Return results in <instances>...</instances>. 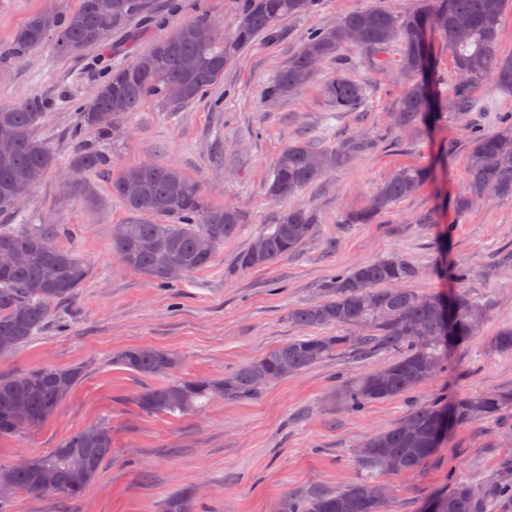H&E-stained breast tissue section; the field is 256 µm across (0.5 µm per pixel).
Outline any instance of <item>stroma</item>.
Returning a JSON list of instances; mask_svg holds the SVG:
<instances>
[{
  "instance_id": "obj_1",
  "label": "stroma",
  "mask_w": 512,
  "mask_h": 512,
  "mask_svg": "<svg viewBox=\"0 0 512 512\" xmlns=\"http://www.w3.org/2000/svg\"><path fill=\"white\" fill-rule=\"evenodd\" d=\"M79 0H0V105L29 97L46 101L37 133L57 157V167L31 189L0 224H53L58 242L92 270L71 300L55 305L50 320L29 342L0 354V375L43 366L77 367L81 376L54 416L40 427L0 438V464L45 454L74 432L102 422L112 453L84 496L15 491L6 512H160L165 497L197 489V512H277L291 492L318 487L340 492L364 477L358 461L363 442L395 425L412 404L460 393L512 390V354L488 351L498 328L512 327V196L496 197L457 216L454 202L466 188L468 125L479 113H448L429 132L392 126L404 91L391 50V66H369L362 51L345 47L351 76L370 90L367 107L333 113L312 83L301 94L270 104L264 85L299 50L310 29L333 26L348 13L377 5L403 15L423 0H322L309 16L284 18L278 37L259 36L224 70L223 79L195 101L173 108L147 101L126 122V137L96 141L79 131L76 112L113 68L147 51L177 23L207 14L225 31L235 29L243 0H150L149 11L113 30L108 50L89 48L58 56L52 42L23 59L10 55L16 30L32 15L77 8ZM372 143L347 165L325 174L297 196L319 219L295 253L275 263L240 268L253 240L277 222L288 201L271 200L266 180L288 143L322 147L358 135ZM96 143L109 167L88 171L76 188L61 185L77 140ZM151 162L178 167L199 183L210 205H231L247 219L205 269L174 288L157 287L120 266L112 254V227L127 221L111 183L124 168ZM426 166L432 178L372 224H348L373 192L398 169ZM432 223H422L423 215ZM388 256L409 259L419 275L409 290L448 293L456 287L445 268L464 264L472 274L466 291L489 307L482 336L453 348L442 373L412 393L350 411L335 392L359 374L381 367L389 354L344 353L283 377L246 400L217 401L179 417L144 413V387L176 378L217 379L272 348L300 336L292 309L321 301L337 272ZM131 346L179 355L175 374L141 376L114 363ZM512 462V406L455 427L442 448L415 472L373 474L391 490L387 512H422L456 482L493 483Z\"/></svg>"
}]
</instances>
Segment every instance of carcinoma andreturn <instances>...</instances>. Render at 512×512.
Wrapping results in <instances>:
<instances>
[{
    "label": "carcinoma",
    "instance_id": "1",
    "mask_svg": "<svg viewBox=\"0 0 512 512\" xmlns=\"http://www.w3.org/2000/svg\"><path fill=\"white\" fill-rule=\"evenodd\" d=\"M506 0H425L423 9L406 16L369 7L348 14L334 27L313 29L298 53L264 86L266 100L279 101L307 87L318 66L334 61L341 71L325 78L323 93L338 112H356L365 105L366 86L344 72L342 50L355 46L366 53L376 68L389 64L387 50L400 46L398 68L406 89L394 113V123L417 131L442 119L443 106L458 113L492 111L482 98L490 84L512 92V55L500 53V19ZM320 0H248L234 31L224 33L207 16H197L177 27L168 37L136 57L129 65L112 70L100 84L95 98L78 112L80 126L99 138H111L112 118L127 119L148 99L171 107L194 101L224 75V68L258 35L278 36L277 25L289 16L318 10ZM147 9V0H79L66 14L43 12L20 27L13 40V55L24 57L42 45L48 35L61 55H73L90 47H105L112 29ZM440 21L448 41L458 78L441 93L431 64L428 31ZM211 29V39L200 41L198 30ZM359 38L345 36L348 29ZM180 88L177 98L170 96ZM46 104L30 97L0 106V124L16 137L14 152L0 158V213L14 211L43 176L55 168L56 158L36 135ZM111 111L104 116L101 110ZM497 127L485 131L466 128L470 154L466 190L455 201L459 215L486 199L487 190L512 195V115L496 117ZM371 140L357 137L334 149H322L297 141L278 154L267 181L274 200L291 198L314 184L328 171L349 161ZM109 157L83 141L75 147L73 174L99 170ZM431 176L425 167H411L393 174L371 197L367 207L350 214L347 224H369L397 202L411 196ZM129 221L112 227V252L126 267L149 277L161 288H172L190 274L206 268L218 248L235 237L245 215L237 208L216 207L204 198L199 185L178 168L139 163L112 181ZM167 224L155 222L157 217ZM317 226L309 208L292 206L278 223L259 234L267 243L263 254L247 249L239 258L244 269L266 266L294 252ZM53 224H22L0 227V250L22 258L14 266L0 267V353L29 341L43 327L52 307L69 299L91 276L90 267L71 250L60 246ZM417 276L409 260L391 256L362 263L338 273L325 297L314 304L292 309L288 320L302 328L346 326L350 336H298L281 344L219 380L189 378L166 386L146 387L138 396L139 408L148 414H186L210 403L218 394L227 399L253 398L265 386L263 379L279 377L283 361L304 370L339 352L371 355L395 352L381 370L369 371L341 390V399L352 411L371 402L409 393L439 373L448 349L481 335L488 320L485 305L462 290L416 295L401 285ZM454 308L452 338L439 335L442 306ZM497 354H512V328L499 330L488 340ZM117 361L144 376L172 372L177 357L166 350L128 347ZM80 376L76 368L43 367L12 376H0V437L30 430L51 417ZM512 404V392L493 396L461 394L451 402L418 403L391 429L369 437L362 445L360 463L369 471L399 475L417 470L442 446L448 430L479 418L492 416ZM112 452L110 427L100 423L79 430L49 453L34 457L49 473L41 479L12 466L0 467V479L31 494L57 493L82 497L96 479L103 461ZM372 481L361 479L336 492L290 493L278 512H378L367 496ZM437 512H501L512 508V467L498 484L476 488L458 482L445 495L432 500ZM192 493L169 496L165 512H191Z\"/></svg>",
    "mask_w": 512,
    "mask_h": 512
}]
</instances>
